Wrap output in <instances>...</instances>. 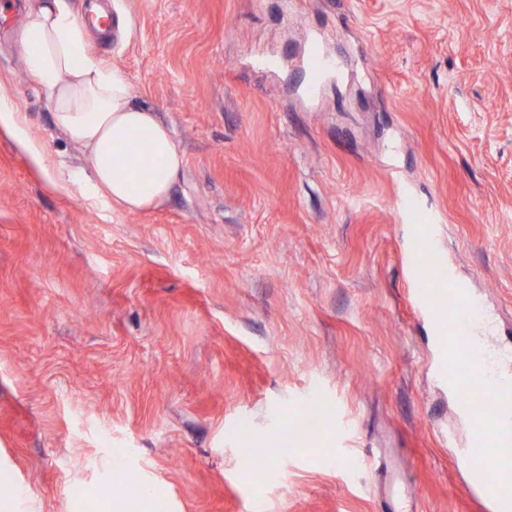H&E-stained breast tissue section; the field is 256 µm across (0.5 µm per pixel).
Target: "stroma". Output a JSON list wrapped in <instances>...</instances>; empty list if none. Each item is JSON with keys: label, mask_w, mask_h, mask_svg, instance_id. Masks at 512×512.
Segmentation results:
<instances>
[{"label": "stroma", "mask_w": 512, "mask_h": 512, "mask_svg": "<svg viewBox=\"0 0 512 512\" xmlns=\"http://www.w3.org/2000/svg\"><path fill=\"white\" fill-rule=\"evenodd\" d=\"M0 6V477L21 512H485L408 291L410 187L512 347V0H102L88 50L184 157L157 207L53 189L80 166ZM342 63L312 82L311 49ZM39 144L38 165L20 134ZM320 433L257 468L312 404Z\"/></svg>", "instance_id": "obj_1"}]
</instances>
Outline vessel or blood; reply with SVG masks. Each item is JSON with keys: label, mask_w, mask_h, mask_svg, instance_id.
<instances>
[{"label": "vessel or blood", "mask_w": 512, "mask_h": 512, "mask_svg": "<svg viewBox=\"0 0 512 512\" xmlns=\"http://www.w3.org/2000/svg\"><path fill=\"white\" fill-rule=\"evenodd\" d=\"M400 220L413 224L406 253L408 284L417 313L436 329L440 379L470 425L464 453L482 460L469 476L470 494L487 512H506L512 503V349L503 350L492 327L482 326V307L465 281L448 271L435 248V218L409 191L396 204Z\"/></svg>", "instance_id": "1"}]
</instances>
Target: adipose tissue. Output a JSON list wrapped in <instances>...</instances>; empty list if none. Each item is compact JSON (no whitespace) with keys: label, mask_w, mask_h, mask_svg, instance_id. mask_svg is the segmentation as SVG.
<instances>
[{"label":"adipose tissue","mask_w":512,"mask_h":512,"mask_svg":"<svg viewBox=\"0 0 512 512\" xmlns=\"http://www.w3.org/2000/svg\"><path fill=\"white\" fill-rule=\"evenodd\" d=\"M18 50L54 125L84 153L80 172L51 176L55 189L85 187L89 200L130 212L168 198L183 157L156 112L133 104L126 73L88 53L79 14L64 0H30ZM119 144L129 147L120 165L113 161Z\"/></svg>","instance_id":"1"}]
</instances>
